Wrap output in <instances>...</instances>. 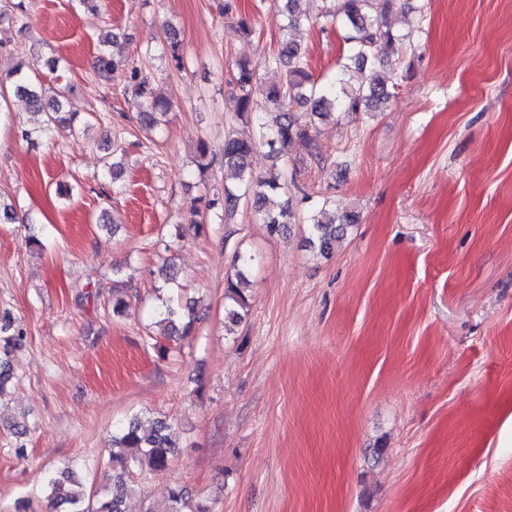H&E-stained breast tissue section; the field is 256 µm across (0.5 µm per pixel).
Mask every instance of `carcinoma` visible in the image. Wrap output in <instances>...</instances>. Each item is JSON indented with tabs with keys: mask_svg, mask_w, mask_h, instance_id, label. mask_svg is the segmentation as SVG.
Returning a JSON list of instances; mask_svg holds the SVG:
<instances>
[{
	"mask_svg": "<svg viewBox=\"0 0 512 512\" xmlns=\"http://www.w3.org/2000/svg\"><path fill=\"white\" fill-rule=\"evenodd\" d=\"M301 2L303 0H274L285 14L286 23L284 34L267 65L282 68L285 77L266 87L262 103L253 101V88L260 82L258 70L245 53L236 60L232 78L239 90L238 115L243 123L254 124V128L247 134L224 138V168L232 172L234 181L224 185V196L214 197L207 203L209 208L221 207L227 217L232 216L239 205H250L259 212L262 223L272 234L287 229V225L296 220L289 203L277 208L269 207L267 203L270 197L286 195L290 187L296 185V160L289 156V148L297 141L311 142L308 123L302 120L299 111L313 118L326 119L337 113L354 114L378 109L390 98L387 79L377 68L380 48L411 36L409 32L395 31L390 23V17L405 8L404 0H322L321 16L331 19L343 32L346 63L342 65V71L355 69L360 78L351 85L343 78L319 85L308 71L305 52L293 38L294 29L313 22L309 13L300 10ZM165 35L173 67L185 69L180 42L170 28ZM92 67L96 76L105 82L112 81L113 75L124 67L130 70L129 78L144 106L142 121L149 126L161 124V117L169 112V104L155 95L148 73L105 48L98 49ZM8 88L25 98L30 112L43 115V130L52 131L68 123V119L61 116L63 112H71L68 85L57 86L49 95L20 65L0 76V100L6 99L4 90ZM260 148L268 149L269 155L280 162L279 167L264 176L254 174L251 169L250 158ZM354 224L355 214H329L322 207L307 219L309 242L319 253L330 254ZM253 261L250 255H237L235 263L240 268L225 281L224 308L229 322L234 325L249 312L247 271ZM162 315V322L168 324L170 338L186 335L193 327V309L187 303L170 299L164 305ZM23 336L22 328L11 320L6 319L0 324V392L10 380V356L21 344ZM174 450L170 425L158 420L145 431L137 419L131 418L119 434L112 436V486L102 494L92 493L72 468L64 467L47 481L49 506L55 508L62 502L69 505L67 512H125L127 482L136 476L167 469ZM187 508L189 504L183 489H170L162 512H187Z\"/></svg>",
	"mask_w": 512,
	"mask_h": 512,
	"instance_id": "cac0c4a2",
	"label": "carcinoma"
}]
</instances>
